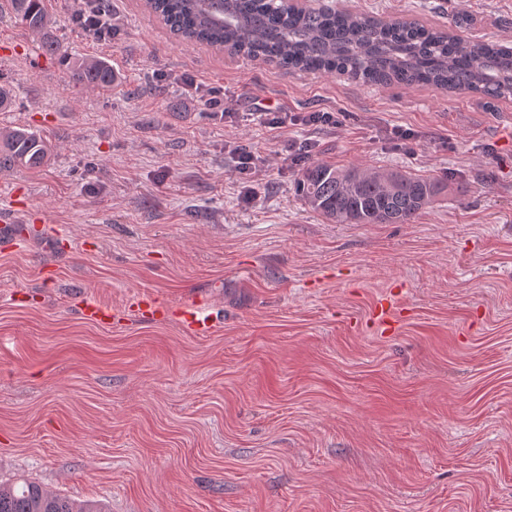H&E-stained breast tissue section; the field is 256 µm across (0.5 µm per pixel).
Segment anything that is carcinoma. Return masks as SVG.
Here are the masks:
<instances>
[{
  "label": "carcinoma",
  "instance_id": "cac0c4a2",
  "mask_svg": "<svg viewBox=\"0 0 512 512\" xmlns=\"http://www.w3.org/2000/svg\"><path fill=\"white\" fill-rule=\"evenodd\" d=\"M179 39L228 49L295 72L347 74L364 84L433 86L446 92L491 98L512 96V58L502 45L466 38V13L448 16V28L413 19L381 21L345 8L322 12L288 8L284 0H146ZM41 36L47 51L76 83L110 91L118 76L109 60L61 52L52 35L45 0H0V11ZM50 152L40 133L21 126L0 130V169H33ZM444 184L399 171L310 162L296 192L311 210L335 224H408L432 204ZM0 512H107L95 502H76L34 482L0 483Z\"/></svg>",
  "mask_w": 512,
  "mask_h": 512
}]
</instances>
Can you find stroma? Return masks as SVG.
I'll use <instances>...</instances> for the list:
<instances>
[{
    "label": "stroma",
    "instance_id": "1",
    "mask_svg": "<svg viewBox=\"0 0 512 512\" xmlns=\"http://www.w3.org/2000/svg\"><path fill=\"white\" fill-rule=\"evenodd\" d=\"M337 3L430 26L463 10L469 37L512 42V0ZM46 7L63 48L106 57L120 83L76 86L0 14L17 100L0 127L54 146L42 168L0 170V209L47 226L0 251V482L111 512H512V97L293 73L176 40L145 0H114L106 43L67 25L83 0ZM260 105L340 125L270 130ZM233 139L272 156L250 203ZM306 139L313 160L446 189L408 224L328 223L279 156ZM142 295L162 315L141 320ZM385 295L389 333L371 318ZM195 299L209 334L178 320ZM87 300L111 319L85 320Z\"/></svg>",
    "mask_w": 512,
    "mask_h": 512
}]
</instances>
